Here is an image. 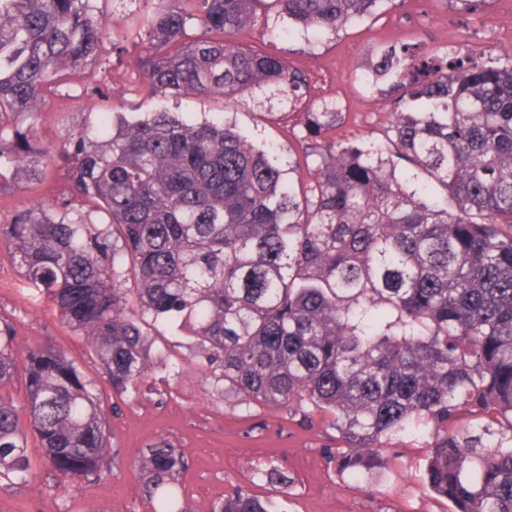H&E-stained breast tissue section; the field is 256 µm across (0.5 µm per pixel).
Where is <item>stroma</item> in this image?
Here are the masks:
<instances>
[{"mask_svg": "<svg viewBox=\"0 0 512 512\" xmlns=\"http://www.w3.org/2000/svg\"><path fill=\"white\" fill-rule=\"evenodd\" d=\"M149 9L146 0L119 6L110 25L113 42L122 53H109L103 64L87 66L72 77L83 87L98 84L106 99L52 95L37 121L42 144H58L66 134L93 125L101 103L128 113L189 112L209 119L223 111L212 98L187 100L166 97L145 99L135 92L139 71L135 61L141 47L130 29ZM404 38L444 49L493 50L512 48V6L486 0L474 15H461L449 0H400L386 4L375 18L349 25L339 36L316 44L302 38L282 39L277 29L256 26L239 41L257 53L282 56L287 64L317 79L316 95H333L347 107L338 138L369 140L388 119L386 102L365 99L355 79L354 66L373 58L388 40ZM239 130L256 140H269L282 148L293 145L292 124L245 106L229 112ZM8 192L0 194V220L35 200L56 201L67 193L64 167L47 166L41 179L7 171ZM9 324L18 346L48 341L62 348L96 384L107 413L116 456L107 480L89 488L80 480L65 482L46 460L40 440L29 437L27 453L36 463V477L22 486L0 485V512H84L88 490H95L103 512H152L142 497L133 460L154 440L174 444L186 467L179 481L193 512H208L232 485L250 487L253 494L273 502L277 512H448V503L429 492L422 481L427 450L423 443L397 439L388 468L372 485L359 484L339 474L326 455L337 434L326 415L304 417L292 405L249 402L232 391L213 386L209 368L202 366L189 342L170 335L157 337L152 348L154 365L147 373L149 389L138 396L115 392L103 377L84 336L64 324L58 311L31 285L13 252L0 244V325ZM274 468L285 483L254 479L256 466Z\"/></svg>", "mask_w": 512, "mask_h": 512, "instance_id": "1", "label": "stroma"}]
</instances>
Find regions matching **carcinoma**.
Returning <instances> with one entry per match:
<instances>
[{"label": "carcinoma", "instance_id": "obj_1", "mask_svg": "<svg viewBox=\"0 0 512 512\" xmlns=\"http://www.w3.org/2000/svg\"><path fill=\"white\" fill-rule=\"evenodd\" d=\"M100 0H0L1 170L67 166L72 198L0 224L28 281L86 337L112 389L137 394L150 332L172 328L214 386L330 417L339 473L370 483L392 440L429 448L425 485L450 512H512V51H432L396 39L375 66L391 105L379 141L334 136L340 103L300 113L308 179L232 122L98 113L40 148L22 115L99 59ZM390 0H155L136 27L144 96L211 97L228 111L295 109L310 77L238 36L274 19L324 39ZM105 228L90 224L92 212ZM18 352L0 329V390ZM23 405L0 393V484L35 476L28 436L64 479L99 483L114 455L93 381L48 342L24 350ZM484 417L459 427L461 411ZM153 512H188L183 455L134 460ZM209 512H274L235 485Z\"/></svg>", "mask_w": 512, "mask_h": 512}]
</instances>
